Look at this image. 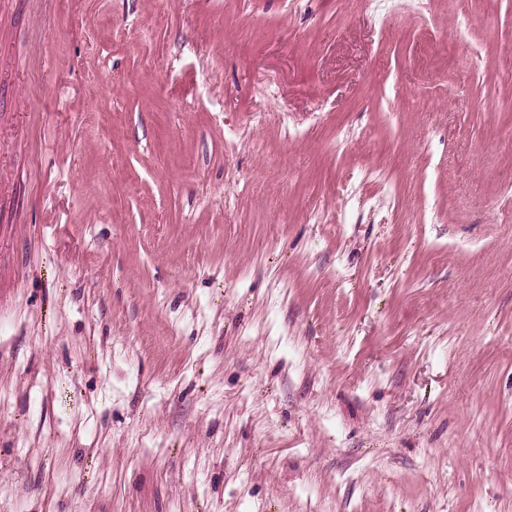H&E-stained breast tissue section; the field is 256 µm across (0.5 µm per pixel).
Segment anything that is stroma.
I'll return each mask as SVG.
<instances>
[{
	"instance_id": "35a3bbf8",
	"label": "stroma",
	"mask_w": 512,
	"mask_h": 512,
	"mask_svg": "<svg viewBox=\"0 0 512 512\" xmlns=\"http://www.w3.org/2000/svg\"><path fill=\"white\" fill-rule=\"evenodd\" d=\"M510 224L512 0H0V512H512Z\"/></svg>"
}]
</instances>
